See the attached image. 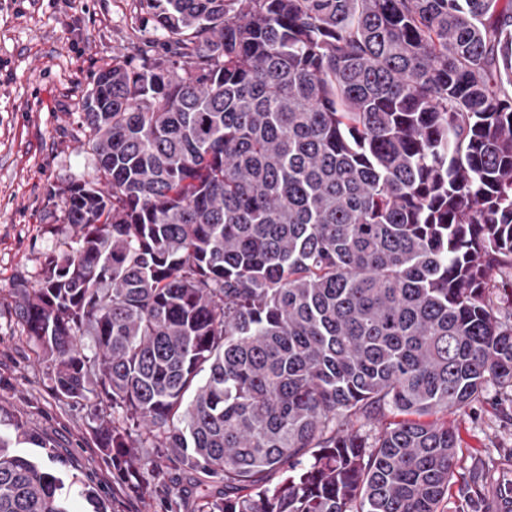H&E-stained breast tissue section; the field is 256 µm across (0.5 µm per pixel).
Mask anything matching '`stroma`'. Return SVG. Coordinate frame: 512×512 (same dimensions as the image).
<instances>
[{
    "mask_svg": "<svg viewBox=\"0 0 512 512\" xmlns=\"http://www.w3.org/2000/svg\"><path fill=\"white\" fill-rule=\"evenodd\" d=\"M145 35L139 0H0V436L14 420L18 452L61 474L71 512H166L192 504L193 474L165 465L136 476L113 466L88 426L89 408L59 401L50 371L14 307L17 287H39L46 257L68 249L63 188L97 179L83 99L104 64L130 62ZM458 437L457 475L444 512H502L512 481V387L488 384L471 407L448 413Z\"/></svg>",
    "mask_w": 512,
    "mask_h": 512,
    "instance_id": "1",
    "label": "stroma"
}]
</instances>
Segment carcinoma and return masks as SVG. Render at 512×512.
I'll return each mask as SVG.
<instances>
[{
    "mask_svg": "<svg viewBox=\"0 0 512 512\" xmlns=\"http://www.w3.org/2000/svg\"><path fill=\"white\" fill-rule=\"evenodd\" d=\"M140 2L164 41L95 74L75 247L17 288L55 396L198 512H441L429 417L512 386V0ZM63 489L0 436V512ZM487 298L497 310L503 322L512 324L511 289L512 269L494 271L491 277Z\"/></svg>",
    "mask_w": 512,
    "mask_h": 512,
    "instance_id": "carcinoma-1",
    "label": "carcinoma"
}]
</instances>
